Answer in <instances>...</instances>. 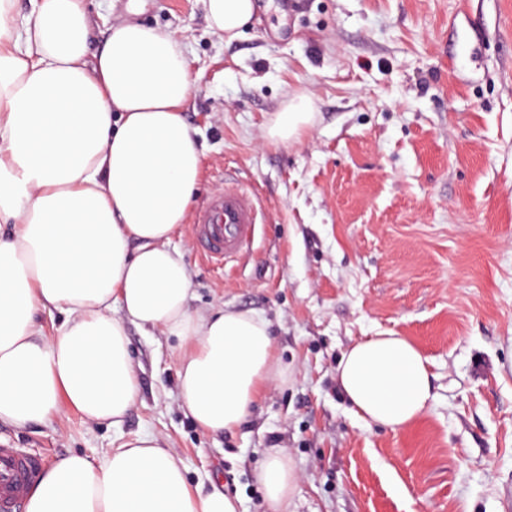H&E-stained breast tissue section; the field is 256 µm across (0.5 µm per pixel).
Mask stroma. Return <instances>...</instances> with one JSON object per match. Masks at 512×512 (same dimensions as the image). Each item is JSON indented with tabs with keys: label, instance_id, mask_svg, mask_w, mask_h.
Here are the masks:
<instances>
[{
	"label": "stroma",
	"instance_id": "35a3bbf8",
	"mask_svg": "<svg viewBox=\"0 0 512 512\" xmlns=\"http://www.w3.org/2000/svg\"><path fill=\"white\" fill-rule=\"evenodd\" d=\"M225 42L201 0H86L97 23L138 11L186 39V119L203 151L193 202L242 185L259 198L252 246L206 260L184 224L191 310L270 324L292 374L234 431L202 432L177 398L175 338L129 326L140 378L117 426L63 407L47 426L0 421V445L52 464L100 460L160 435L190 483L220 477L239 512H265L255 473L292 457L291 512H505L512 498V0H265ZM313 119L266 129L288 98ZM405 337L437 397L409 426L356 419L336 383L355 342ZM312 118L311 100L306 96H296L277 112L267 128V137L270 141L282 143L298 140Z\"/></svg>",
	"mask_w": 512,
	"mask_h": 512
}]
</instances>
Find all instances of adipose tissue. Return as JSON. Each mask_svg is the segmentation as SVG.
<instances>
[{"label":"adipose tissue","instance_id":"ef3b65f1","mask_svg":"<svg viewBox=\"0 0 512 512\" xmlns=\"http://www.w3.org/2000/svg\"><path fill=\"white\" fill-rule=\"evenodd\" d=\"M0 0V421L45 425L68 405L118 425L140 391L128 326L184 343L178 400L206 433L251 417L266 387L287 383L268 323L252 313L189 309L191 279L170 246L187 223L202 152L184 112L193 86L182 37L116 20L104 42L85 0ZM225 42L257 0H203ZM313 106L297 96L267 128L298 140ZM44 312L62 321L52 334ZM354 415L400 429L434 400L427 358L391 332L354 344L336 368ZM267 512H288L299 477L267 451ZM26 512H237L220 483L189 485L161 437L139 433L96 463L45 469Z\"/></svg>","mask_w":512,"mask_h":512}]
</instances>
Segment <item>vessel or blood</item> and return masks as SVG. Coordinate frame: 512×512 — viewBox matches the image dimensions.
<instances>
[{"label": "vessel or blood", "instance_id": "b4317fda", "mask_svg": "<svg viewBox=\"0 0 512 512\" xmlns=\"http://www.w3.org/2000/svg\"><path fill=\"white\" fill-rule=\"evenodd\" d=\"M258 200L241 189H225L208 199L194 225L204 254L225 259L249 248L258 222ZM38 458L16 448L0 446V512H16L26 490L38 473Z\"/></svg>", "mask_w": 512, "mask_h": 512}]
</instances>
